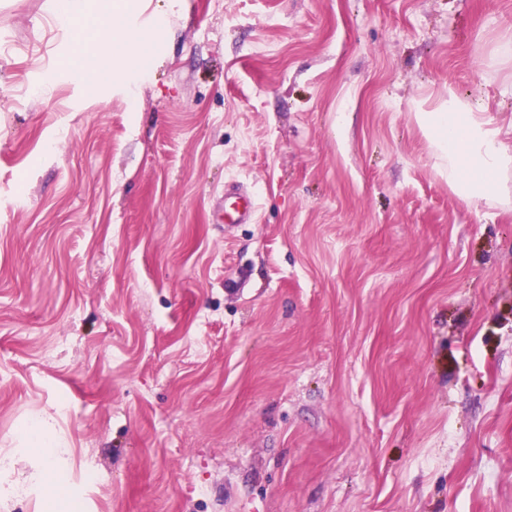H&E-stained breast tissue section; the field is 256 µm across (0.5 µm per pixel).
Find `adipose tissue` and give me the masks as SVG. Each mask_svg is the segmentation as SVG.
I'll use <instances>...</instances> for the list:
<instances>
[{
    "label": "adipose tissue",
    "instance_id": "obj_1",
    "mask_svg": "<svg viewBox=\"0 0 512 512\" xmlns=\"http://www.w3.org/2000/svg\"><path fill=\"white\" fill-rule=\"evenodd\" d=\"M127 8L112 14V50L101 57V72L122 78L126 67H136L124 27ZM423 128L438 159V170L461 200L489 205L506 203L512 194V141H505L500 126L470 100L449 94L448 102L432 112H420Z\"/></svg>",
    "mask_w": 512,
    "mask_h": 512
}]
</instances>
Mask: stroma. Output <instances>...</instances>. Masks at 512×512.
<instances>
[{
    "label": "stroma",
    "instance_id": "35a3bbf8",
    "mask_svg": "<svg viewBox=\"0 0 512 512\" xmlns=\"http://www.w3.org/2000/svg\"><path fill=\"white\" fill-rule=\"evenodd\" d=\"M126 29L146 75L91 92L108 28L0 0V512H512V204L459 200L416 120L512 122V0ZM254 196L235 185L224 188V201L217 205L216 217L224 224H249L256 216ZM21 437L27 444L36 447L31 449L43 455L45 459L53 457L58 451L59 445L45 436V423L41 418L34 419Z\"/></svg>",
    "mask_w": 512,
    "mask_h": 512
}]
</instances>
